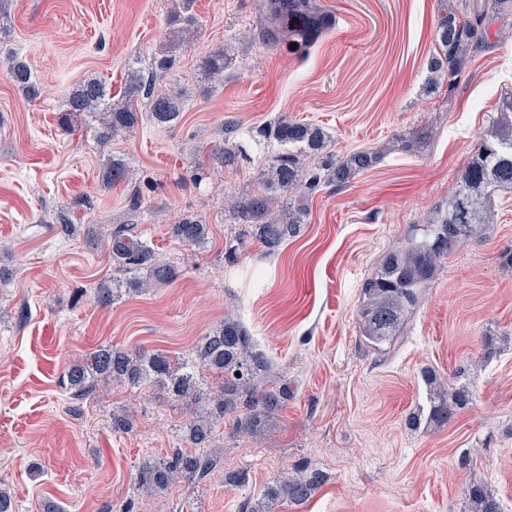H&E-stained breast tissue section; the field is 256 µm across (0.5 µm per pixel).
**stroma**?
I'll return each instance as SVG.
<instances>
[{"label":"stroma","mask_w":512,"mask_h":512,"mask_svg":"<svg viewBox=\"0 0 512 512\" xmlns=\"http://www.w3.org/2000/svg\"><path fill=\"white\" fill-rule=\"evenodd\" d=\"M315 2L336 25L306 44L269 22L270 0H195L194 36L167 78L194 91L180 121L142 120L106 151L87 120L61 130L63 104L91 74L120 97L129 66L148 69L168 40L175 0H12L11 34L0 41V267L12 274L0 284V488L16 512H43L48 501L65 512L129 503L133 512H242L283 473L305 468L322 471L325 484L276 512H464L476 476L512 512V189L496 191L486 239L445 259L388 358L365 352L358 328L362 281L447 203L478 137L512 97V12L489 22L491 49L431 93L427 62L444 4L466 19L482 0ZM220 49L233 61L214 88L202 61ZM13 51L30 63L37 99L10 80ZM282 115L325 127L338 154L371 148L382 157L346 186L316 192L300 237L270 256L249 244L228 262L244 227L225 199L257 191L278 146L256 131ZM228 124L247 159L194 185L190 148ZM426 129L431 138L411 150L383 153L392 137ZM111 154L143 192L139 232L179 276L103 307L94 292L117 272L85 234L129 219V185L101 186ZM77 199L76 230L63 234L57 216ZM188 211L210 226L205 247L170 235ZM227 315L294 395L268 432L237 435L229 419L217 428L220 475L142 497L135 473L182 447L185 404L155 386L113 385L73 414L62 375L103 345L179 361ZM428 368L467 385L473 399L446 424L413 427L410 415L427 405ZM116 410L132 415L131 432H112ZM226 471L244 483H225Z\"/></svg>","instance_id":"stroma-1"}]
</instances>
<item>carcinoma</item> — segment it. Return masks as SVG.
<instances>
[{
    "instance_id": "cac0c4a2",
    "label": "carcinoma",
    "mask_w": 512,
    "mask_h": 512,
    "mask_svg": "<svg viewBox=\"0 0 512 512\" xmlns=\"http://www.w3.org/2000/svg\"><path fill=\"white\" fill-rule=\"evenodd\" d=\"M193 0H180L169 17L176 33L188 31L195 23L191 14ZM512 10V0H484L476 22H463L454 9L441 16L436 31V52L428 62L431 76L428 87L436 88L456 78L464 62L488 47L487 27L483 20ZM275 11L284 17H296L303 27L296 31L301 39L314 38L321 28L317 8L311 0H282ZM181 39L174 38L154 53V71L145 78L143 71L130 67L120 100L112 101L108 85L94 75L75 83L61 115V123L71 126L81 114L95 118L97 141L107 144L112 138L132 132L142 112L157 126L171 127L185 111L189 92H166L156 86L175 64ZM228 58L219 52L206 60L210 76L224 79ZM8 73L13 84L29 99L39 96L33 70L17 54L9 55ZM234 128L223 130V138L208 151L192 157L193 184L206 177L210 165L231 167L238 161ZM274 141L281 151L259 172L261 190L230 199V209L238 223L245 225L250 239L273 254L283 242L301 234L308 215L309 198L321 187H343L356 175L373 167L379 153L356 149L339 156L329 150L331 137L324 128L280 116L258 131ZM129 180L125 163L110 158L102 169V185L110 188ZM500 188H512V98L507 100L491 129L479 136L470 162L461 172L458 185L448 196V209L437 212L431 223L406 237L390 250L361 287L358 311L359 343L366 351L386 353L403 334L414 311L422 304L441 262L457 247L486 238L491 220V195ZM144 198L139 187L130 188L127 211L137 217ZM172 237L192 247L208 242L210 227L195 214H186L170 225ZM89 247L124 274L121 280L103 282L96 288L100 304L109 305L121 291L143 293L177 277L176 266L158 258L155 250L137 232V224H109L104 234L93 230L86 236ZM428 386V418L437 423L454 419L469 401L468 387L448 385L433 371L424 372ZM114 383L161 386L185 403L188 417L183 436L192 451L175 449L157 461H146L135 474L137 490L145 497L163 492L175 483L195 484L217 469L221 449L216 447L214 426L224 416L235 417L234 430L247 435L267 427L274 415L292 397L288 380L275 374L273 363L254 347L245 326L228 315L224 321L201 337L178 369L170 367L160 353H130L112 346L97 349L88 357L69 365L62 386L69 395L68 410L77 411L97 389ZM112 432L127 433L133 426L128 412L114 411L110 417ZM325 481L320 472L293 474L277 480L260 501L244 504L246 512H274L286 498L300 503ZM467 512H501L488 486L472 481L464 490Z\"/></svg>"
}]
</instances>
